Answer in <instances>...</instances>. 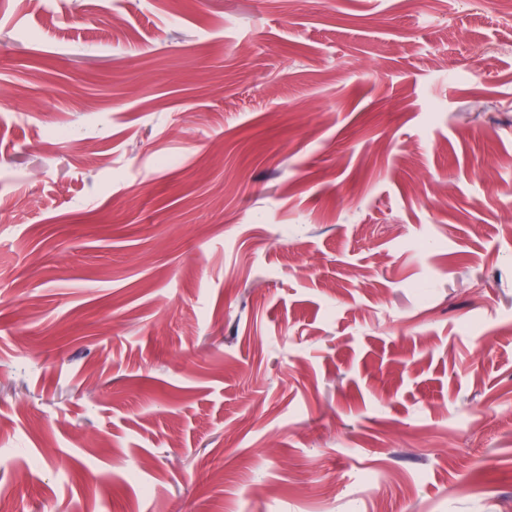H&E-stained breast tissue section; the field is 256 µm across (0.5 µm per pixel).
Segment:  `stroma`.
<instances>
[{
    "label": "stroma",
    "mask_w": 512,
    "mask_h": 512,
    "mask_svg": "<svg viewBox=\"0 0 512 512\" xmlns=\"http://www.w3.org/2000/svg\"><path fill=\"white\" fill-rule=\"evenodd\" d=\"M0 0L14 512H512L497 0Z\"/></svg>",
    "instance_id": "stroma-1"
}]
</instances>
